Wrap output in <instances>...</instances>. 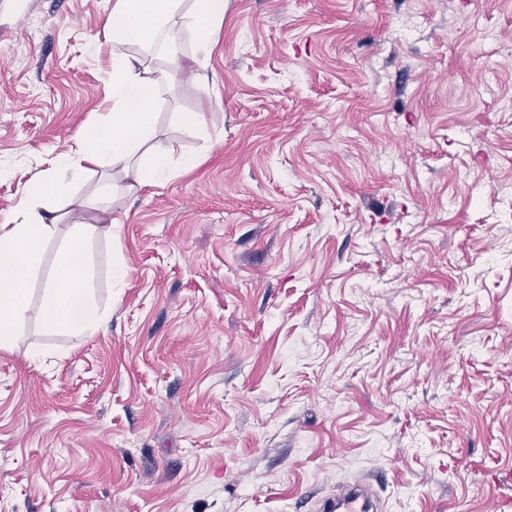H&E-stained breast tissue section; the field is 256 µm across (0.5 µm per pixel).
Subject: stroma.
<instances>
[{
	"label": "stroma",
	"instance_id": "stroma-1",
	"mask_svg": "<svg viewBox=\"0 0 512 512\" xmlns=\"http://www.w3.org/2000/svg\"><path fill=\"white\" fill-rule=\"evenodd\" d=\"M114 2L0 0V221L111 111ZM123 51L174 73L153 143L194 164L56 201L0 351V512H318L363 479L382 512H512V0H224L199 79L189 31ZM105 209L108 321L47 330Z\"/></svg>",
	"mask_w": 512,
	"mask_h": 512
}]
</instances>
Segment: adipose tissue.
<instances>
[{
	"label": "adipose tissue",
	"instance_id": "adipose-tissue-1",
	"mask_svg": "<svg viewBox=\"0 0 512 512\" xmlns=\"http://www.w3.org/2000/svg\"><path fill=\"white\" fill-rule=\"evenodd\" d=\"M116 0L112 38L120 44H146L168 34L170 56L179 53L173 36L177 16H184L198 57H208L214 32L224 20V0ZM171 74L150 76L143 63L121 52L112 55V110L104 122L57 155L42 177L24 184L18 211L0 224V349H11L29 302V286L36 276L44 247L54 240L57 217L52 201L65 195L70 182L88 167L119 174L127 192L146 182L169 180L190 160L174 164L169 149L153 146L158 89ZM89 229L77 225L64 244L54 281L45 289L42 320L49 330L96 331L107 320L90 286L91 268L85 242Z\"/></svg>",
	"mask_w": 512,
	"mask_h": 512
}]
</instances>
